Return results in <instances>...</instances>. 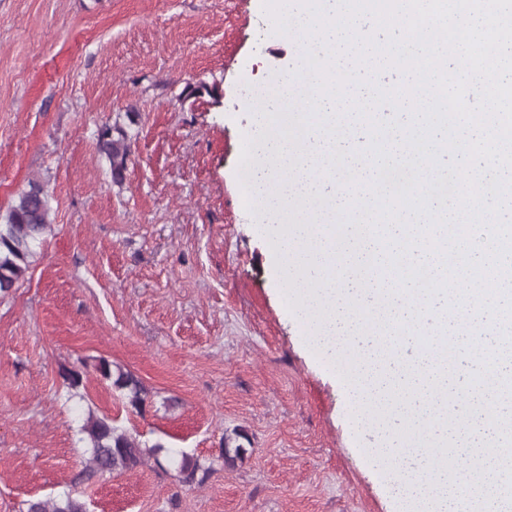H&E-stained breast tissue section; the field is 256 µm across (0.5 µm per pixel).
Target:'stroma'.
<instances>
[{"label": "stroma", "mask_w": 512, "mask_h": 512, "mask_svg": "<svg viewBox=\"0 0 512 512\" xmlns=\"http://www.w3.org/2000/svg\"><path fill=\"white\" fill-rule=\"evenodd\" d=\"M292 55L262 0H0V215L38 178L52 222L0 296V512L66 491L90 512H397L363 454L378 435L351 429L239 181L256 107L242 81L265 85ZM202 82L221 100L182 99ZM105 124L131 138L120 185L97 152ZM101 358L142 381V411L97 378ZM67 369L87 375L74 396ZM91 411L210 475L82 482Z\"/></svg>", "instance_id": "stroma-1"}]
</instances>
